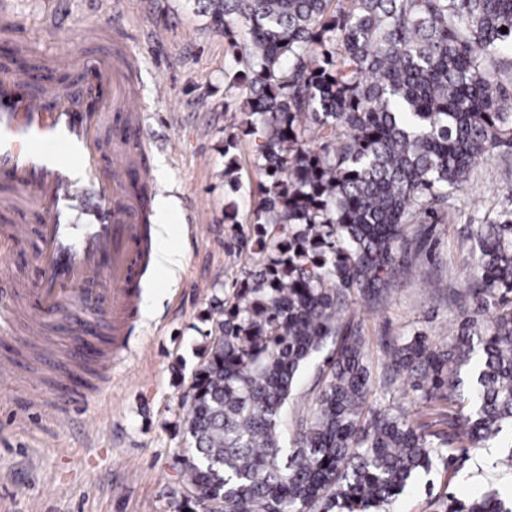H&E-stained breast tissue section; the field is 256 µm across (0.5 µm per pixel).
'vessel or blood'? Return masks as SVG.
Instances as JSON below:
<instances>
[{"mask_svg":"<svg viewBox=\"0 0 512 512\" xmlns=\"http://www.w3.org/2000/svg\"><path fill=\"white\" fill-rule=\"evenodd\" d=\"M111 52L73 64L70 53L54 57L60 72L77 71L73 83L34 92L20 73H0V220L21 235L37 224L39 275L14 280L0 266L11 299L0 315L9 322L42 323L70 306L80 311L70 341L69 364L91 368L99 378L129 349L131 322L139 311L137 279L144 261L148 200L130 194L128 182L150 165L138 94L139 61L122 22L112 28ZM121 119L112 127V119Z\"/></svg>","mask_w":512,"mask_h":512,"instance_id":"obj_1","label":"vessel or blood"}]
</instances>
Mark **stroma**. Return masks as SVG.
Returning <instances> with one entry per match:
<instances>
[{
  "label": "stroma",
  "mask_w": 512,
  "mask_h": 512,
  "mask_svg": "<svg viewBox=\"0 0 512 512\" xmlns=\"http://www.w3.org/2000/svg\"><path fill=\"white\" fill-rule=\"evenodd\" d=\"M11 2L25 20L24 61L65 50L94 53L110 42V16L93 0ZM113 15L125 18L141 59L142 113L161 143L151 161L154 211L184 264L174 276L149 265L130 355L113 364L107 382L87 375V395L69 422L55 425L27 408L23 379L0 382V512H180L179 473L189 448L184 395L211 330L208 313L248 267L246 256L231 251L224 222L227 135L238 141L240 224H249L258 203L251 143L237 128L244 88L226 76L242 24L217 28L197 0H112ZM505 207L512 209V147L474 165L465 189L449 197L446 214L410 250L400 279L376 297H348L345 321L368 341L375 383L389 375L391 346L423 334L442 347L451 341L449 326L469 314L494 319L497 299L480 307L467 291L462 260L471 225L488 223ZM190 213L196 227L189 233ZM411 385L404 375L394 383L396 406L452 438L456 407L420 404ZM499 457L491 444L457 448L409 483L394 512H451L452 502L490 485L512 496V470L500 467Z\"/></svg>",
  "instance_id": "1"
}]
</instances>
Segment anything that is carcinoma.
I'll use <instances>...</instances> for the list:
<instances>
[{
    "instance_id": "1",
    "label": "carcinoma",
    "mask_w": 512,
    "mask_h": 512,
    "mask_svg": "<svg viewBox=\"0 0 512 512\" xmlns=\"http://www.w3.org/2000/svg\"><path fill=\"white\" fill-rule=\"evenodd\" d=\"M207 0L218 26L245 27L248 83L239 108L262 177L253 235L228 197L224 223L252 269L235 283L194 369L183 425L184 481L224 512H389L408 481L453 452L427 425L373 390L365 337L344 328L343 297L378 293L405 261V224L468 181L485 154L512 146L504 71L512 67V0ZM507 32H501V27ZM236 137L224 178L240 187ZM468 287L512 301V210L480 224ZM450 348L417 335L390 364L431 407L458 408L471 448L499 439L512 468V308ZM482 353L474 358V339ZM334 349L288 440V401L302 369ZM460 512H512L491 488Z\"/></svg>"
}]
</instances>
